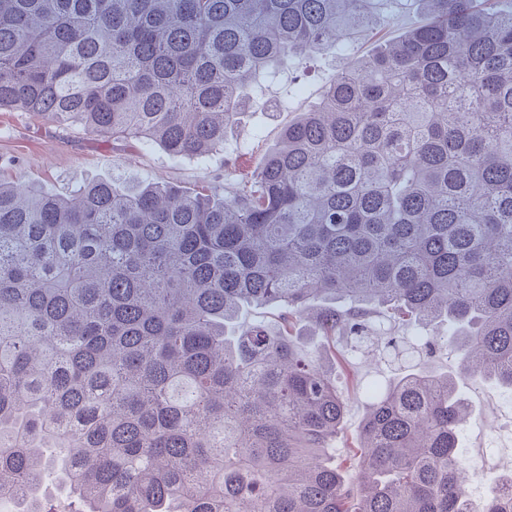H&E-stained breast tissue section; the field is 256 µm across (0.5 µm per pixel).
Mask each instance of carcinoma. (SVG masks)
<instances>
[{"mask_svg": "<svg viewBox=\"0 0 512 512\" xmlns=\"http://www.w3.org/2000/svg\"><path fill=\"white\" fill-rule=\"evenodd\" d=\"M410 2L427 23L337 71L247 179L0 181V508L46 512L57 480L91 512H512V474L468 495L457 392L512 390V10ZM388 3L0 0V110L204 160L260 79L350 51ZM339 336L454 353L374 399L356 488Z\"/></svg>", "mask_w": 512, "mask_h": 512, "instance_id": "carcinoma-1", "label": "carcinoma"}]
</instances>
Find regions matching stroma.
I'll use <instances>...</instances> for the list:
<instances>
[{
  "mask_svg": "<svg viewBox=\"0 0 512 512\" xmlns=\"http://www.w3.org/2000/svg\"><path fill=\"white\" fill-rule=\"evenodd\" d=\"M423 22L420 7L393 0L379 26L355 42L353 56L371 54L382 42ZM350 57L327 50L289 60L277 79L266 84L258 102L228 131L224 152L211 156L204 166L195 158L172 155L157 146L145 149L80 131L66 134L31 113L0 112V178L65 195L98 178L114 177L129 185L170 184L192 191L203 180L223 179L228 168L247 173L279 140L283 129L319 101ZM396 367V361L365 350L347 357L345 367L336 372L339 385L350 394L345 434L336 448V463L347 481H354L357 471L353 434L368 410V394L385 383ZM459 392L475 412L474 420L461 430L459 442L462 455L483 461L481 475L470 487L482 499L489 493V478L512 473V436L504 438L493 431L495 422L512 417V391L471 379L460 382Z\"/></svg>",
  "mask_w": 512,
  "mask_h": 512,
  "instance_id": "stroma-1",
  "label": "stroma"
}]
</instances>
